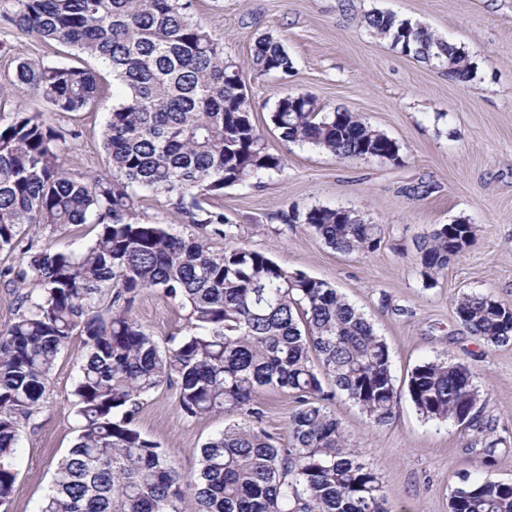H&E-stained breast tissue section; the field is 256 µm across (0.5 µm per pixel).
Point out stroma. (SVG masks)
I'll return each instance as SVG.
<instances>
[{"instance_id":"stroma-1","label":"stroma","mask_w":512,"mask_h":512,"mask_svg":"<svg viewBox=\"0 0 512 512\" xmlns=\"http://www.w3.org/2000/svg\"><path fill=\"white\" fill-rule=\"evenodd\" d=\"M374 10L426 25L463 48L475 79L449 80L370 35L360 19ZM192 15L222 39L225 55L240 63H248L264 33L278 36L294 63L293 75L285 79L244 74L254 122L272 151L283 156L284 171L258 187L226 188L213 208L236 224L240 241L288 270L329 282L355 304L387 342L397 383L422 361L445 352L468 366L489 394L486 436L452 421L424 420L405 395L395 422L384 428L372 427L346 398L337 400L336 415L377 473L393 512H448L451 490L469 474L512 482V343L484 344L459 323L453 308L462 292H490L512 306V0H193ZM19 57L96 72L100 100L82 111L54 113L43 99L25 93L0 102V109L45 112L49 123L67 132L63 149L72 170H106L102 131L119 100L110 70L68 48L22 35L0 19V83L13 78ZM287 93L308 94L325 110L343 108L367 118L399 143L400 162L340 161L282 142L269 116ZM339 205L381 225L376 252L343 255L303 221H281L294 211ZM459 220L475 225V238L436 285L426 287L414 240L434 225ZM96 233L92 224L23 232L14 249L0 251V268L20 265L28 243L78 248ZM134 314L160 338L187 332L185 311L155 292L138 299ZM80 350V337H73L52 371L47 398L21 427L7 512H37L57 463L80 433L68 399ZM175 394V387L165 386L144 397L135 423L169 451L179 473L190 476L198 469L201 444L225 419H185ZM258 404L263 428L285 437L294 406L288 392L262 391ZM489 440L497 450L488 468L481 450Z\"/></svg>"}]
</instances>
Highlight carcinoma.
I'll return each instance as SVG.
<instances>
[{"label": "carcinoma", "mask_w": 512, "mask_h": 512, "mask_svg": "<svg viewBox=\"0 0 512 512\" xmlns=\"http://www.w3.org/2000/svg\"><path fill=\"white\" fill-rule=\"evenodd\" d=\"M191 0H0L18 31L104 63L122 87L108 112L106 173L68 168L62 134L41 112L0 111V251L31 229L61 230L92 222L93 242L79 250L27 249L19 266L0 269L15 289L14 317L0 328V507L16 481L21 424L39 409L51 372L73 336L82 337L71 395L80 434L58 464L38 512H390L382 484L333 410L351 401L370 425L396 417L400 392L389 347L373 324L330 283L290 271L267 253L238 242L235 225L210 200L224 189L283 172L252 120L243 69L224 55L214 31L193 20ZM362 24L375 37L429 63L439 56L448 77L474 79L467 53L430 28L371 11ZM250 68L288 76L293 61L280 39L255 42ZM27 90L56 113L79 112L98 99L90 68L17 59L0 97ZM270 122L286 143L340 160L380 145L400 162V145L365 118L326 112L306 95L284 96ZM145 189L198 233L140 218ZM304 219L342 254H370L381 229L354 210L314 206ZM475 226L439 224L415 243L426 285L473 242ZM221 238L215 251L209 240ZM151 290L187 311L189 332L161 340L133 315ZM458 321L489 345L512 342V307L490 293H463ZM171 383L184 418L238 416L199 449L190 477L168 451L135 425L140 400ZM287 391L283 443L261 427V390ZM407 395L426 420L484 429L487 407L471 370L440 354L416 365ZM449 512H512V483L464 477Z\"/></svg>", "instance_id": "1"}]
</instances>
